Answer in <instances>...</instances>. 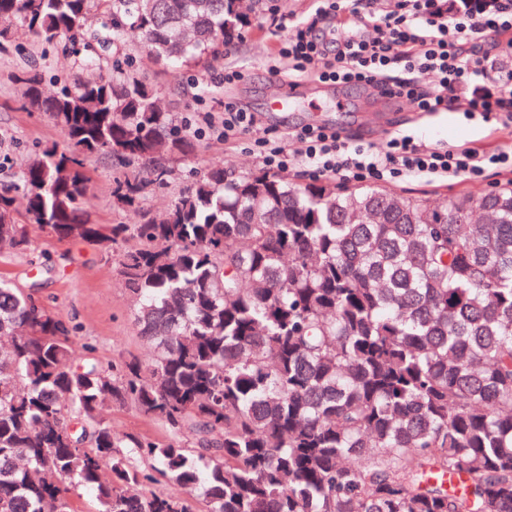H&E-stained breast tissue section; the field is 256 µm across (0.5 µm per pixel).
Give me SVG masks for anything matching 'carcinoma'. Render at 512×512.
<instances>
[{"mask_svg": "<svg viewBox=\"0 0 512 512\" xmlns=\"http://www.w3.org/2000/svg\"><path fill=\"white\" fill-rule=\"evenodd\" d=\"M238 2L0 0L39 40L100 21L97 77L49 97L22 77L71 147L30 155L26 221L120 249L151 349L73 364L63 317L0 280V512H82L80 487L95 512H512V189L433 207L212 166L161 221H91L84 157L145 162L162 185L159 158L192 149L125 70L128 36L188 69L253 24ZM12 205L0 195V243L24 251ZM126 404L169 439L115 434L103 412ZM159 478L184 494L130 492Z\"/></svg>", "mask_w": 512, "mask_h": 512, "instance_id": "cac0c4a2", "label": "carcinoma"}]
</instances>
